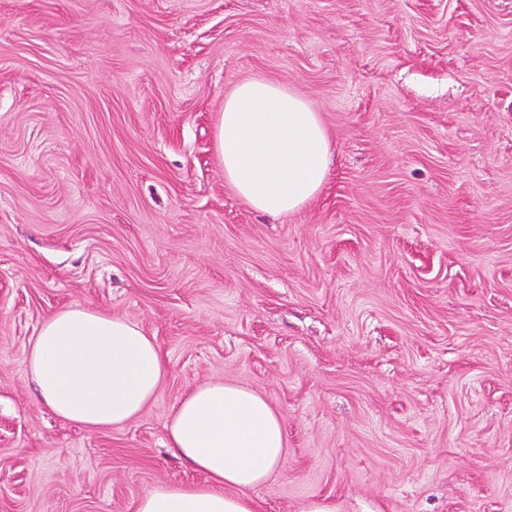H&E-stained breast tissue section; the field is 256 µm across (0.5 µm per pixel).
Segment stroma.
Listing matches in <instances>:
<instances>
[{
  "mask_svg": "<svg viewBox=\"0 0 512 512\" xmlns=\"http://www.w3.org/2000/svg\"><path fill=\"white\" fill-rule=\"evenodd\" d=\"M257 77L330 143L277 218L217 154ZM68 306L157 339L124 426L38 397L27 350ZM216 380L282 420L257 512H512V0H0V512L200 482L166 423Z\"/></svg>",
  "mask_w": 512,
  "mask_h": 512,
  "instance_id": "obj_1",
  "label": "stroma"
}]
</instances>
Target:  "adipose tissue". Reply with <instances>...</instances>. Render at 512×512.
Wrapping results in <instances>:
<instances>
[{
    "label": "adipose tissue",
    "instance_id": "1",
    "mask_svg": "<svg viewBox=\"0 0 512 512\" xmlns=\"http://www.w3.org/2000/svg\"><path fill=\"white\" fill-rule=\"evenodd\" d=\"M217 151L224 180L254 210L282 216L304 208L328 173L329 141L318 112L288 87L251 79L224 100ZM42 403L95 431L120 427L157 396L166 373L154 337L134 321L83 307L46 317L27 353ZM170 444L202 483H163L136 512H255L247 492L285 460L282 421L242 385L210 381L172 408Z\"/></svg>",
    "mask_w": 512,
    "mask_h": 512
}]
</instances>
